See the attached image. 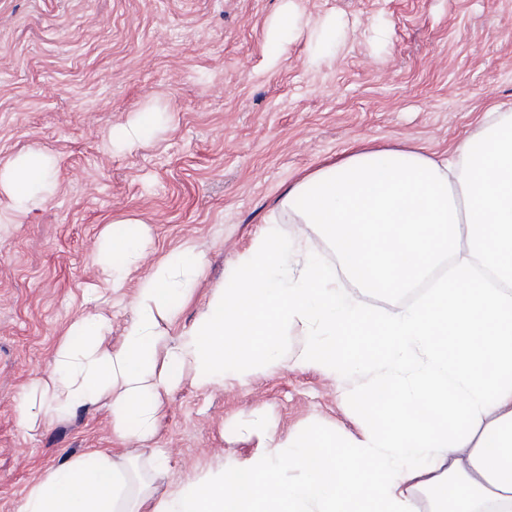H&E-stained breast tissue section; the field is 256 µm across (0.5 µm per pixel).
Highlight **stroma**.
<instances>
[{
  "mask_svg": "<svg viewBox=\"0 0 512 512\" xmlns=\"http://www.w3.org/2000/svg\"><path fill=\"white\" fill-rule=\"evenodd\" d=\"M283 1L0 0V165L34 145L56 160L47 200L0 223V512L90 448L147 473L162 452V493L201 468L264 456L265 428L281 439L319 430L340 447L365 432L347 395L357 375L263 363L208 388L184 376L144 442H117L102 402L18 423L21 395L93 307V255L115 219L149 229L124 298L105 307L115 343L140 279L187 241L205 267L180 314L159 322L172 343L268 231L302 239L338 291L377 314L410 305L406 290L355 281L319 229L289 223L281 197L357 146L446 156L477 134L488 108L512 104V0H287L303 28L272 42ZM148 106L160 130L113 147L111 134Z\"/></svg>",
  "mask_w": 512,
  "mask_h": 512,
  "instance_id": "obj_1",
  "label": "stroma"
}]
</instances>
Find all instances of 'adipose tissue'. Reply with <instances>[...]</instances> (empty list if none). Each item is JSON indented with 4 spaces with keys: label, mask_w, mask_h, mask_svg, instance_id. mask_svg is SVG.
<instances>
[{
    "label": "adipose tissue",
    "mask_w": 512,
    "mask_h": 512,
    "mask_svg": "<svg viewBox=\"0 0 512 512\" xmlns=\"http://www.w3.org/2000/svg\"><path fill=\"white\" fill-rule=\"evenodd\" d=\"M53 159L32 146L0 166L10 223L51 194ZM292 224L332 240L349 275L391 291L426 277L442 257L465 252L454 277L424 300L379 316L343 296L314 258L290 267L288 241L257 237L177 343L159 330L180 313L204 257L185 243L140 279L118 345L108 318L75 319L37 382L21 397L20 423L106 401L115 434L147 439L159 400L191 370L197 386L241 374L244 356L322 372L366 370L353 396L368 431L351 456L320 434L292 435L276 452L217 464L154 497L132 464L95 448L32 485L17 512H416L413 489L433 491L437 512H512V114L488 109L482 130L453 155L359 148L290 186L281 199ZM143 225L110 222L95 263L110 293L143 256ZM300 325L294 357L275 356L271 336ZM301 481L283 478L284 468Z\"/></svg>",
    "instance_id": "1"
}]
</instances>
